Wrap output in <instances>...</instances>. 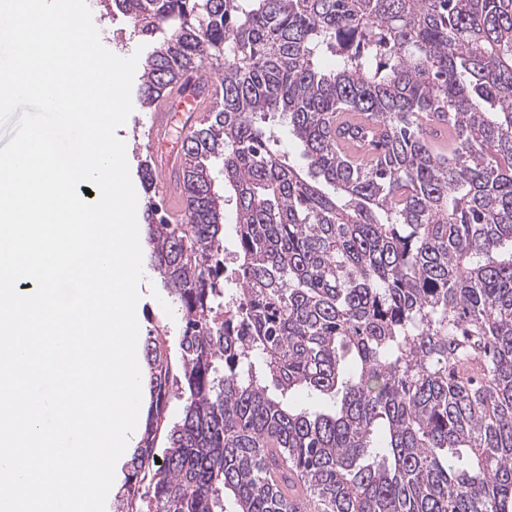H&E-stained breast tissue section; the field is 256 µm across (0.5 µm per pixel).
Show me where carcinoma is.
Listing matches in <instances>:
<instances>
[{
	"instance_id": "1",
	"label": "carcinoma",
	"mask_w": 512,
	"mask_h": 512,
	"mask_svg": "<svg viewBox=\"0 0 512 512\" xmlns=\"http://www.w3.org/2000/svg\"><path fill=\"white\" fill-rule=\"evenodd\" d=\"M101 7L155 43L142 107L209 58L224 69L175 172L187 223L148 197L180 352L149 326L144 432L112 512H303L286 493L298 479L321 512H512V0ZM343 111L387 126L383 161L337 153ZM271 113L307 169L262 124ZM217 162L235 197V292ZM176 374L185 406L168 430ZM300 390L336 406L293 407Z\"/></svg>"
}]
</instances>
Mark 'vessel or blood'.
<instances>
[{
  "label": "vessel or blood",
  "instance_id": "1",
  "mask_svg": "<svg viewBox=\"0 0 512 512\" xmlns=\"http://www.w3.org/2000/svg\"><path fill=\"white\" fill-rule=\"evenodd\" d=\"M203 83L208 88L207 95L195 96L188 93V86ZM220 98L219 84L214 80H203L198 73L187 74L182 85L174 87L165 97L158 100L154 112L147 117L148 137L147 150L153 160L160 178L156 183V192L163 198L166 219L172 224L184 223L186 204L179 192L174 172L180 163V156L166 152L164 146L171 132L172 118L177 111L187 112L191 123L201 122L209 109ZM364 127L371 129L373 140L364 143L348 138L347 129ZM332 132L336 145L345 157L355 165L367 166L372 164L382 150L383 141L387 135L386 127L362 112H341L336 114L332 122Z\"/></svg>",
  "mask_w": 512,
  "mask_h": 512
}]
</instances>
